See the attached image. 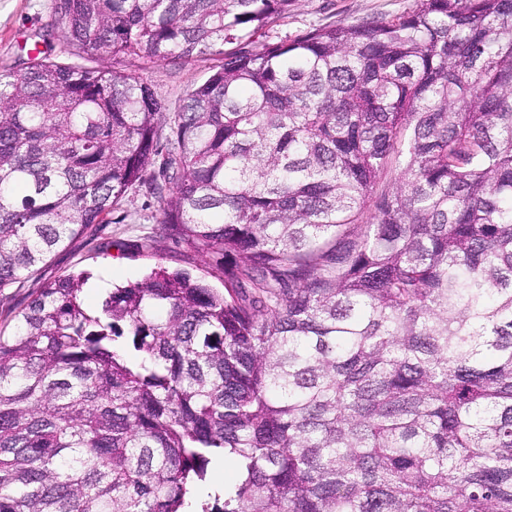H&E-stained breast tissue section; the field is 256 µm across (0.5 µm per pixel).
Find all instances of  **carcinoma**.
Segmentation results:
<instances>
[{
  "label": "carcinoma",
  "instance_id": "obj_1",
  "mask_svg": "<svg viewBox=\"0 0 512 512\" xmlns=\"http://www.w3.org/2000/svg\"><path fill=\"white\" fill-rule=\"evenodd\" d=\"M294 3L53 0L80 61L0 74L1 299L142 187L156 236L224 256L222 292L28 293L0 512H512V0L256 40ZM211 54L172 113L83 64Z\"/></svg>",
  "mask_w": 512,
  "mask_h": 512
}]
</instances>
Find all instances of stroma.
I'll return each mask as SVG.
<instances>
[{"instance_id": "1", "label": "stroma", "mask_w": 512, "mask_h": 512, "mask_svg": "<svg viewBox=\"0 0 512 512\" xmlns=\"http://www.w3.org/2000/svg\"><path fill=\"white\" fill-rule=\"evenodd\" d=\"M414 0H297L285 17L265 33L277 41L333 23H356L370 17L395 18L408 12ZM40 47L50 57L65 49L60 30L52 26L51 0H0V74L22 68L27 52ZM221 63L220 56H205L190 62L151 63L136 57H116L107 65L114 70L147 79L169 110H176L187 91L204 80ZM187 269L216 288L224 286V261L187 249L169 239L144 240L140 229L126 223L99 227L93 243L74 240L52 254L41 271L48 281L83 270L90 278L83 289L87 309H97L107 288L125 286L143 279L156 265Z\"/></svg>"}]
</instances>
